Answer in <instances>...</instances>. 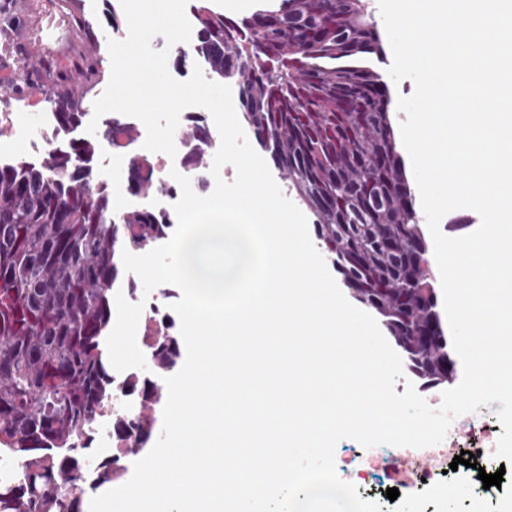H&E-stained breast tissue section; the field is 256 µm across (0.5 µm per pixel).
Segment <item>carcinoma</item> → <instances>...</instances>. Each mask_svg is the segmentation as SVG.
Here are the masks:
<instances>
[{"mask_svg": "<svg viewBox=\"0 0 512 512\" xmlns=\"http://www.w3.org/2000/svg\"><path fill=\"white\" fill-rule=\"evenodd\" d=\"M197 41L178 61L201 59L237 87L242 120L255 132L296 199L314 216L327 257L353 298L370 309L429 389L456 380L420 218L391 122V95L373 59L384 38L368 0H276L233 18L194 0ZM44 92L56 130L82 124L97 61ZM186 165L210 166L216 141L198 122L183 128ZM98 140L71 139L40 164L0 163V455L22 463L0 485V512H80L68 485L82 481L81 450L113 399L103 341L116 289L136 282L123 250L146 251L170 225L148 209L112 213V194L93 168ZM145 157L126 165L129 189L163 186ZM152 375L133 374L123 391L139 409L112 416L121 455L153 436L157 378L180 358L170 326L145 324ZM118 459L98 478L119 479Z\"/></svg>", "mask_w": 512, "mask_h": 512, "instance_id": "1", "label": "carcinoma"}]
</instances>
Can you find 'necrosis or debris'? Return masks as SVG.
Returning <instances> with one entry per match:
<instances>
[{"mask_svg":"<svg viewBox=\"0 0 512 512\" xmlns=\"http://www.w3.org/2000/svg\"><path fill=\"white\" fill-rule=\"evenodd\" d=\"M125 131H113L108 140L112 166L125 169L127 160L133 155H149L153 177L165 184V193L156 197L155 211L168 216V199L180 191L178 183L171 177V169H182V157L171 158L162 153L147 154L144 148L146 128L131 116L124 117ZM503 427L493 419L475 424H451L444 440L425 448L378 445L369 449L357 446L335 455L338 477L355 486H362L367 477L384 476L404 491L403 506L407 512H428L427 503L447 504L449 491L469 498V512H484L482 507L483 487L478 486L477 475L471 469L455 472L453 478H445L441 470L433 468V461H448L460 453L474 454L478 462H490L495 452Z\"/></svg>","mask_w":512,"mask_h":512,"instance_id":"1","label":"necrosis or debris"}]
</instances>
